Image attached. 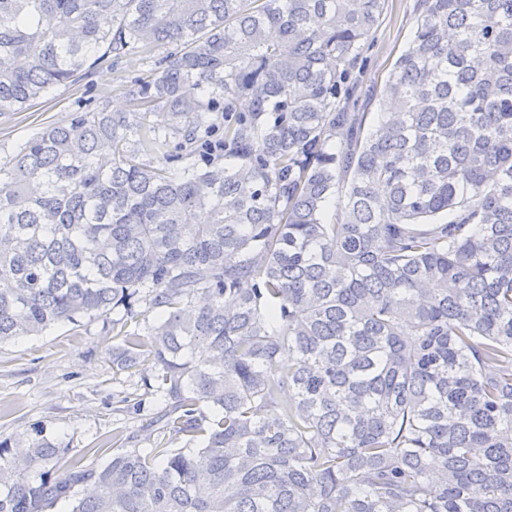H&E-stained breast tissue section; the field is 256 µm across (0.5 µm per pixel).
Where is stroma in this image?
<instances>
[{"label": "stroma", "mask_w": 512, "mask_h": 512, "mask_svg": "<svg viewBox=\"0 0 512 512\" xmlns=\"http://www.w3.org/2000/svg\"><path fill=\"white\" fill-rule=\"evenodd\" d=\"M415 0H388L387 9L363 48L366 66L354 112H377L384 83L396 59L414 36ZM138 55L106 57L76 83L59 86L26 111L0 115V155L51 124L70 122L74 113L104 107L125 112L126 85L149 75ZM112 316L59 324L39 336H23L0 345V435L56 440L86 463L108 462L112 438L123 448H145L156 434L157 404L146 396L141 370L115 372ZM144 401L143 411L133 408Z\"/></svg>", "instance_id": "35a3bbf8"}]
</instances>
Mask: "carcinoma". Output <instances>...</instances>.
<instances>
[{
    "label": "carcinoma",
    "mask_w": 512,
    "mask_h": 512,
    "mask_svg": "<svg viewBox=\"0 0 512 512\" xmlns=\"http://www.w3.org/2000/svg\"><path fill=\"white\" fill-rule=\"evenodd\" d=\"M385 6L0 0V113L153 63L0 157V343L123 312L189 444L0 437V512H512V0H416L372 119ZM415 0H388L378 26L365 41L363 58L366 66L360 76L359 96L350 104L352 112H378L385 80L396 61L414 36Z\"/></svg>",
    "instance_id": "obj_1"
}]
</instances>
